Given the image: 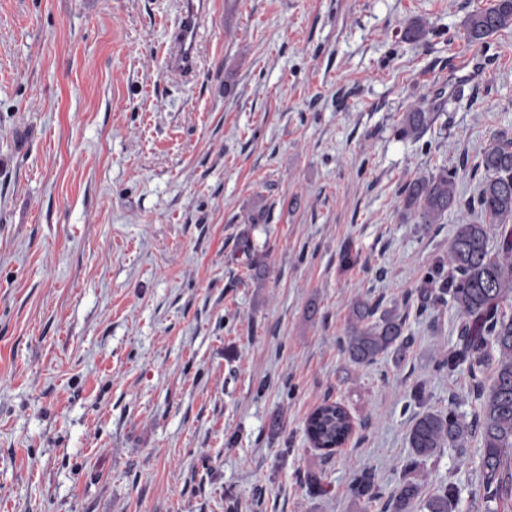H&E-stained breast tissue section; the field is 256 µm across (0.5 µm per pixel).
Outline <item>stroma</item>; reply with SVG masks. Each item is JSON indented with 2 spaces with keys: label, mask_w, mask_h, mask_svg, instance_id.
Masks as SVG:
<instances>
[{
  "label": "stroma",
  "mask_w": 512,
  "mask_h": 512,
  "mask_svg": "<svg viewBox=\"0 0 512 512\" xmlns=\"http://www.w3.org/2000/svg\"><path fill=\"white\" fill-rule=\"evenodd\" d=\"M494 2L210 0L186 81L165 68L180 0H0V512H382L413 416L477 402L437 369L452 304L366 366L348 306L402 302L448 251L459 212L425 230L401 186L454 166L473 198L512 131V31L463 34ZM411 107L440 112L417 140ZM263 203L258 288L237 237ZM327 399L355 422L330 458L305 433ZM478 458L441 449L426 491L486 512ZM363 471L376 500L349 491Z\"/></svg>",
  "instance_id": "35a3bbf8"
}]
</instances>
